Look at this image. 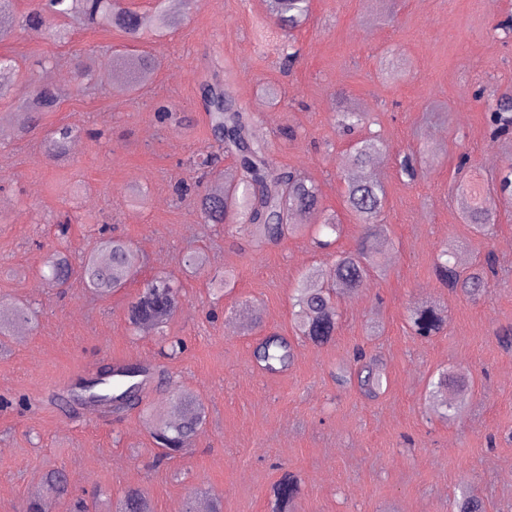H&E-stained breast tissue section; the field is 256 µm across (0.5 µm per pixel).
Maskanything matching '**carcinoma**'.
<instances>
[{
  "label": "carcinoma",
  "instance_id": "carcinoma-1",
  "mask_svg": "<svg viewBox=\"0 0 512 512\" xmlns=\"http://www.w3.org/2000/svg\"><path fill=\"white\" fill-rule=\"evenodd\" d=\"M16 0H0V42L10 37L15 27L47 35L58 42H67L79 30L116 29L131 43L137 44L150 37H161L177 23L178 6L172 0H154L146 12L131 10L120 5L119 0H47L37 8L17 14ZM266 19L273 22L288 39L281 45V64L293 66L299 49L293 38L310 13V0H265ZM156 59L146 51L124 52L112 56L110 69H119L127 81L119 89L132 92L144 86L155 72ZM19 76L15 62L0 55V101L13 99L14 86ZM107 76V69L94 58L78 60L73 68L77 82L91 81ZM201 98L216 150L201 161V166L217 178H225L224 191L196 193L198 210L207 224H241L248 230L252 241L258 245L274 246L285 238L315 229L316 244L329 249L340 235L341 224L333 215H327L316 225L310 224L312 215L318 213L320 189L311 179L294 170L281 169L274 161L268 142L256 129L254 116L237 108L224 89L218 74L202 87ZM59 103V94L51 85H44L36 95L25 99L22 112H14L22 135L38 126L42 115L53 111ZM366 113L345 108L335 113L336 128L345 134L355 133L365 122ZM488 125L491 139L497 140L512 131V94H503L489 108ZM74 132L67 126L53 131L43 143L46 157L58 161L66 154ZM381 151L378 139L359 138L351 145L345 178V208L358 223L370 232L378 230L380 217L386 203L382 183L366 174L368 165ZM227 154L234 158L241 176H224L217 163ZM400 175L409 181L417 180L422 172V159L412 153L397 160ZM457 202L463 218L474 231L486 235L497 223L495 200L465 184L457 187ZM43 266L50 272L49 283L64 286L72 274H77L82 284L99 296L110 295L126 287L134 279L139 259L132 247L123 239L104 235L86 256L79 270H74L69 257L54 251L45 256ZM377 270L374 252L365 247L356 252L336 255L335 263L328 269L312 268L302 274L295 288V327L299 335L316 344L333 336L338 328V297L352 295L366 286ZM439 284L450 292L460 291L477 299L490 290V276L496 274L495 259L487 255L475 268H461L455 261V248L450 242L440 248L434 269ZM180 286L166 276H156L147 281L131 302L127 318L129 324L140 329L149 327L158 332L175 314L180 303ZM35 312L24 303L0 304V334L4 335L20 324L33 319ZM445 311L435 303H420L410 310L412 334L428 339L446 322ZM259 369L277 373L287 369L293 358L290 341L272 332L259 340L253 350ZM365 352L358 351L355 361L360 363L357 372L359 389L375 396L384 382V373L375 364H365ZM113 376L105 379L79 382L67 393V404L102 407L105 416L124 415L134 409L139 400H129L126 393L134 388L144 392L151 383L154 372L146 365H113ZM472 375L462 369H448L438 374L430 383L427 402L432 411L452 421L460 418L473 392ZM453 391L455 398H447ZM206 422V411L194 391L178 390L169 405L168 416L153 421V433L158 445L166 454L182 452ZM301 480L288 474L274 489L277 502L275 512H291V506L300 492ZM115 512H152L150 500L139 489L128 491ZM188 512H221V502L212 497L194 496ZM457 512H486L484 502L473 492H468L457 502Z\"/></svg>",
  "mask_w": 512,
  "mask_h": 512
}]
</instances>
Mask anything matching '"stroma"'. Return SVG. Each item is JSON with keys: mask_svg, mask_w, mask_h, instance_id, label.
I'll return each mask as SVG.
<instances>
[{"mask_svg": "<svg viewBox=\"0 0 512 512\" xmlns=\"http://www.w3.org/2000/svg\"><path fill=\"white\" fill-rule=\"evenodd\" d=\"M264 0H195L182 24L144 43L161 65L129 95L109 81L69 83L56 111L21 139L0 140V302L38 310L25 337L0 338V512H25L35 484L63 472L73 498L104 493L118 500L145 492L154 512L187 506L198 486L223 512H271L273 486L299 476L295 512H454L461 490L487 512H512V352L497 336L512 327V200L501 201L492 235L475 233L452 195L457 183L490 188L512 162V135L489 138L487 113L512 94V37L497 25L512 0H311L295 31L300 56L292 70L278 59L276 28L258 33ZM120 32L83 31L59 45L26 30L0 44L33 83L71 74L74 56L109 62ZM46 67H37V60ZM404 70L390 82L386 60ZM231 75L238 105L255 113L278 165L315 179L321 206L337 212L340 251L357 250L366 229L344 211V164L350 143L337 134L338 104L366 112L361 133L379 136L386 188V233L374 240L381 270L367 288L340 301L333 340L296 336L291 297L308 267L329 266L310 235L255 247L243 228L206 224L177 182L211 190L192 160L213 144L200 88L206 69ZM77 130L65 163L42 154L48 129ZM439 152L408 182L396 160L423 146ZM69 223L59 237V223ZM138 254L136 280L111 295L79 281L49 286L40 275L49 250L80 262L101 230ZM456 242L470 267L494 253L498 274L488 296L473 300L442 288L433 274L439 248ZM204 270L185 267L192 251ZM234 274L224 295L213 278ZM159 274L182 287L164 334L133 330L127 308ZM438 301L447 323L436 336L411 335L410 308ZM289 337L293 361L282 373L259 370L252 352L266 333ZM182 339L183 354L160 352V336ZM364 350L388 383L364 396L353 375ZM151 360L154 378L139 407L105 419L72 413L64 390L105 364ZM465 368L475 379L460 419H438L423 399L439 370ZM198 395L207 421L184 455L160 459L147 414L162 413L176 389Z\"/></svg>", "mask_w": 512, "mask_h": 512, "instance_id": "stroma-1", "label": "stroma"}]
</instances>
